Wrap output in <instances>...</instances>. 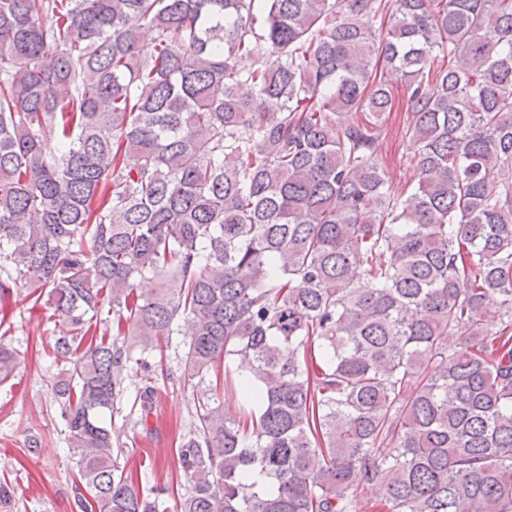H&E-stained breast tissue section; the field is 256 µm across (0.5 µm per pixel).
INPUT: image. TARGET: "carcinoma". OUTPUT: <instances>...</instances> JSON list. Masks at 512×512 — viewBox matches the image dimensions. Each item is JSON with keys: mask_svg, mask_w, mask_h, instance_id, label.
<instances>
[{"mask_svg": "<svg viewBox=\"0 0 512 512\" xmlns=\"http://www.w3.org/2000/svg\"><path fill=\"white\" fill-rule=\"evenodd\" d=\"M19 284L61 319L77 512H159L107 416L134 365L147 425L182 325L185 382L245 402H195L180 512H512V0H0L1 306ZM393 108L387 122L388 131L378 146L380 165L387 173L386 189L391 195L407 194L419 182L417 167L409 163L410 150L403 137L408 114L405 105V88L397 77L392 85Z\"/></svg>", "mask_w": 512, "mask_h": 512, "instance_id": "obj_1", "label": "carcinoma"}]
</instances>
